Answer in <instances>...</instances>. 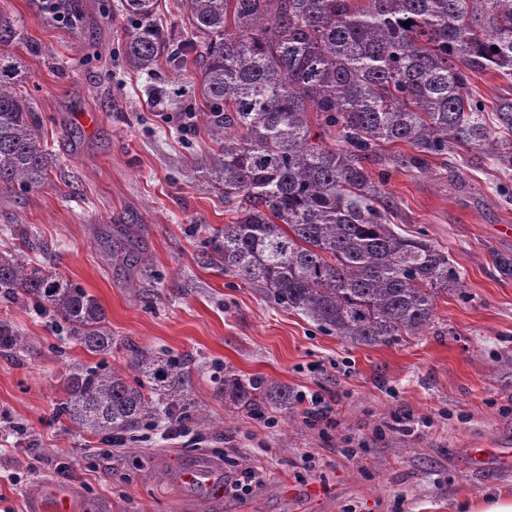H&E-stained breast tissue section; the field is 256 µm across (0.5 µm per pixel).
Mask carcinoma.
I'll return each instance as SVG.
<instances>
[{"instance_id":"cac0c4a2","label":"carcinoma","mask_w":512,"mask_h":512,"mask_svg":"<svg viewBox=\"0 0 512 512\" xmlns=\"http://www.w3.org/2000/svg\"><path fill=\"white\" fill-rule=\"evenodd\" d=\"M156 2L122 0V53L149 75L161 60L200 72V104L174 105L207 125L217 149L199 166L236 214L205 241L207 260L344 342L420 335L439 294L464 281L424 235L396 230L366 164L422 172L462 148L512 169V97L494 104L491 126L469 88L471 73L512 76V0H182L184 38L154 24ZM20 38L0 15V45ZM51 163L20 63L1 52L0 189L42 186ZM112 260L134 261L126 237L112 239ZM0 297L51 315L91 354L112 350L97 300L30 260L0 253ZM0 336V348L25 344L5 324ZM192 364L137 349L131 381L104 363L74 367L57 412L108 439L161 412L188 424ZM219 383L248 411L288 403L263 377L225 370Z\"/></svg>"}]
</instances>
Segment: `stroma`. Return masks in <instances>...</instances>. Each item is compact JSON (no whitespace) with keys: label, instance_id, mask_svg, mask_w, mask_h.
I'll use <instances>...</instances> for the list:
<instances>
[{"label":"stroma","instance_id":"obj_1","mask_svg":"<svg viewBox=\"0 0 512 512\" xmlns=\"http://www.w3.org/2000/svg\"><path fill=\"white\" fill-rule=\"evenodd\" d=\"M120 2L73 0L65 20L42 0H0L25 35L5 51L28 72L56 156L45 186L0 190V252L34 235L41 263L97 299L114 339L107 364L128 369L138 347L190 356L202 411L189 438H169L163 416L113 446L78 429L57 413L63 380L97 356L50 317L0 300V321L30 339L0 350V512H54L63 498L73 512H455L466 498L512 495V468L469 456L512 448V201L500 192L512 170L459 152L392 171L394 224L443 248L465 288L439 295L421 335L343 342L205 263L230 215L190 167L214 143L204 124L182 132L169 103L153 106V79L121 55ZM119 230L141 263L113 264ZM220 367L287 387V404L241 409L218 395ZM303 393L325 398L332 425L305 420ZM21 430L35 451L17 446ZM200 461L225 485L250 479L249 493L184 483Z\"/></svg>","mask_w":512,"mask_h":512}]
</instances>
